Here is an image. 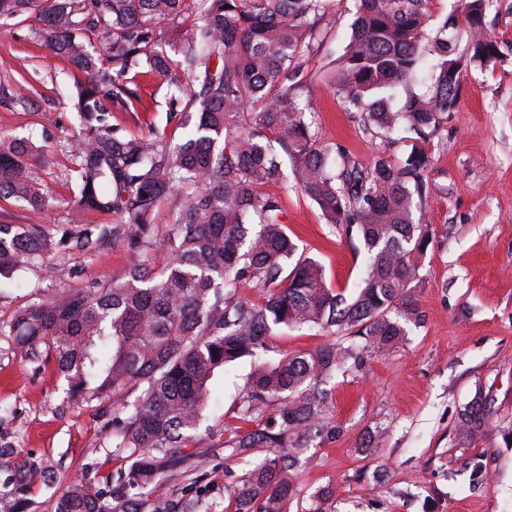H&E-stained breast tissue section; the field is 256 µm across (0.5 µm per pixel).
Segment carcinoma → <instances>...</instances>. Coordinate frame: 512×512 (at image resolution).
<instances>
[{
    "instance_id": "carcinoma-1",
    "label": "carcinoma",
    "mask_w": 512,
    "mask_h": 512,
    "mask_svg": "<svg viewBox=\"0 0 512 512\" xmlns=\"http://www.w3.org/2000/svg\"><path fill=\"white\" fill-rule=\"evenodd\" d=\"M328 0H0V16L37 15L35 35L84 77L75 102L79 126L75 205L121 220L66 225L0 224V277L41 265L73 246L93 250L107 235L135 253L125 276L91 290H59L16 309L6 333L28 360L55 355L74 396L112 400L107 439L128 466L107 498L90 480L56 497V512H211L202 497L171 499L166 473L194 457L186 451L205 419L214 375L249 357L254 368L236 423L212 428L217 447L245 460L227 485L225 512H288L311 449L343 435L323 385L338 372L362 374L369 357L390 350L421 321L411 285L431 242L423 217L426 151L360 165L338 144L318 146L296 101L305 58L322 46L316 22ZM493 0H458L436 27L423 0H357L352 32L329 77L336 97L363 125L389 138L404 128L421 139L456 111L462 71L490 68L501 52L487 26ZM197 16L173 59L155 49L157 28ZM108 36L93 53L83 31ZM166 86L170 114L193 126L182 143L164 134L123 137L112 112H136L135 75ZM421 86L394 104L391 90ZM255 126L239 129L247 109ZM295 160L301 194L336 232L358 237L368 255L351 295L335 291L316 259L298 253L285 209L268 185L282 183L279 152ZM30 145L0 139V198L38 213L48 205L28 176ZM169 224L160 239L155 225ZM171 252L161 270L155 248ZM253 288L259 298L241 296ZM308 326L336 335L304 352L268 358L281 328ZM491 400L476 393L461 414L463 435L491 429ZM0 499L8 512H31L36 480L53 488L50 466L0 448ZM152 490L151 510L142 491Z\"/></svg>"
}]
</instances>
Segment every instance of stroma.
Masks as SVG:
<instances>
[{"label": "stroma", "mask_w": 512, "mask_h": 512, "mask_svg": "<svg viewBox=\"0 0 512 512\" xmlns=\"http://www.w3.org/2000/svg\"><path fill=\"white\" fill-rule=\"evenodd\" d=\"M356 0H328L318 23L322 49L298 78L314 112L317 144L344 146L360 163L377 157L402 160L411 149L402 134L387 139L345 111L327 73L349 41ZM489 28L501 57L492 70L468 68L459 105L424 147L430 159L424 218L433 241L422 261L413 297L423 320L409 326L406 342L376 355L366 374L335 377L326 385L333 417L343 430L316 448L300 471L291 512H308L328 490L327 512H512V447L502 433L512 427V0H493ZM38 21L0 17V137L30 142L28 175L41 183L50 205L39 221L47 232L75 217L74 151L78 122L70 96L73 73L34 36ZM139 112H116L112 123L128 136L164 130L173 142L188 134L168 121L166 90L138 77ZM287 183L273 187L287 212L288 233L299 251L319 260L333 288H353L362 268L359 240L337 234L319 207L306 200L284 158ZM133 254L105 241L96 251H68L45 267L21 266L0 281V323L21 305L60 288L90 289L121 278ZM252 366L243 359L218 374L208 424L232 422ZM492 401V436H462L460 414L476 392ZM109 402L85 403L67 394L54 360L40 365L0 335V444L50 461L58 486L104 481L126 465L112 452L103 421ZM385 432L370 452L362 439ZM191 451L202 467L171 472L173 495H200L223 512L225 488L242 466L199 430ZM480 459L489 478L470 488L466 468Z\"/></svg>", "instance_id": "obj_1"}]
</instances>
